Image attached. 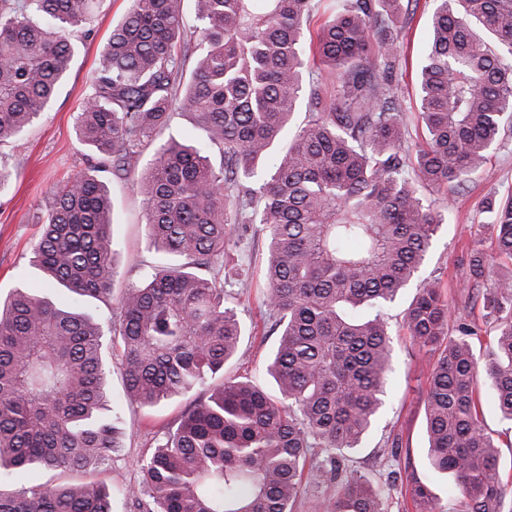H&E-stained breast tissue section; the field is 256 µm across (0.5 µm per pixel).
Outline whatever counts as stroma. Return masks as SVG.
Wrapping results in <instances>:
<instances>
[{"label":"stroma","mask_w":512,"mask_h":512,"mask_svg":"<svg viewBox=\"0 0 512 512\" xmlns=\"http://www.w3.org/2000/svg\"><path fill=\"white\" fill-rule=\"evenodd\" d=\"M129 0H104L99 12L77 41L75 54L64 81L48 111L17 141L0 145V162L14 173L6 194L0 195V292L8 293L22 283L37 284L38 278L28 264L30 249L40 232L51 190L87 165L76 141L75 116L85 102L87 81L112 28L121 21ZM433 0H418L410 24L400 30L403 57L398 73V91L408 115L409 145L424 141L419 118L417 77L430 37ZM109 187L114 205V234L126 258L117 280L134 282L131 262L146 257L143 237L144 207L132 180H113ZM512 192V130L490 154L486 171L477 173L449 194H436V203L445 207L446 221L432 241L418 273L419 279L440 278L449 296H456L474 247L493 251L486 205L491 199ZM265 239L256 235L234 247L231 257L248 268L251 286L235 303L245 327L238 354L224 365L225 378L246 377L277 396L273 379L265 367L277 337L263 304ZM415 288L404 289L388 309L389 331L393 341L394 370L383 396V407L363 451L349 466L386 485V512H413L408 494L411 475H424L428 440L425 433L424 404L427 377L432 357L419 352L402 328L404 310L415 295ZM204 388H196L151 408L128 405L124 397L120 364L112 366V395L123 408L126 426L125 446L113 457L111 465L95 474L97 482L122 487L138 482L140 462L151 453L155 440L177 426L183 412L203 397ZM480 396L485 431L502 449L505 482L512 484V424L500 421L495 407V392L490 383H482ZM400 440V448L385 452L387 441Z\"/></svg>","instance_id":"35a3bbf8"}]
</instances>
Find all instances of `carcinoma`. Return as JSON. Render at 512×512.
I'll use <instances>...</instances> for the list:
<instances>
[{
	"mask_svg": "<svg viewBox=\"0 0 512 512\" xmlns=\"http://www.w3.org/2000/svg\"><path fill=\"white\" fill-rule=\"evenodd\" d=\"M102 0H0V143L48 109L75 40ZM199 38L184 34L181 0H130L112 28L76 115L90 165L48 197L30 265L61 290L109 307L101 316L22 286L0 297V512H113L107 486L80 479L11 488L16 472L105 469L119 453L112 358L126 397L155 406L201 386L207 395L156 439L135 512H293L305 470L319 512H382V487L350 471L392 370L384 309L414 279L445 217L420 187L456 188L482 170L512 118V0H436L419 72L426 139L411 152L396 73L405 0H338L314 47L336 76L333 98L306 81L303 44L314 0H193ZM193 67H188L189 61ZM308 116L274 154L302 99ZM204 131L156 141L172 111ZM152 160L135 163L148 145ZM134 177L151 260L112 303L121 260L103 174ZM495 255L470 252L459 300L488 284L494 324L452 318L440 280L405 310L428 375L427 468L412 478L415 512H442L431 480H447L458 512H512L500 453L482 423L489 381L512 423V194L486 206ZM266 234L264 304L279 333L268 373L281 399L250 380L213 383L245 328L229 300L248 270L224 275L231 238Z\"/></svg>",
	"mask_w": 512,
	"mask_h": 512,
	"instance_id": "1",
	"label": "carcinoma"
}]
</instances>
